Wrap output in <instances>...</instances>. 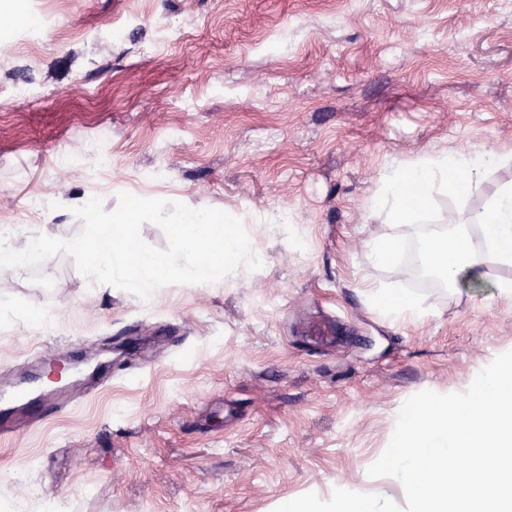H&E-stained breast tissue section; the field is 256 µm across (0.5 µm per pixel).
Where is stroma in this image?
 <instances>
[{"label":"stroma","mask_w":512,"mask_h":512,"mask_svg":"<svg viewBox=\"0 0 512 512\" xmlns=\"http://www.w3.org/2000/svg\"><path fill=\"white\" fill-rule=\"evenodd\" d=\"M13 17L12 248L74 237L72 207L96 196L110 211L127 192L240 219L263 266L145 301L62 254L0 276L1 389L66 350L115 373L73 378L60 413L0 437V512H275L340 486L403 503L394 478L367 473L401 406L463 392L512 351V302L491 283L446 293L408 248L370 265L388 226L366 201L388 158L512 149V0H19ZM508 181L512 166L468 199L435 193L430 222ZM35 195L54 207L30 218ZM373 282L403 284L429 318L389 324Z\"/></svg>","instance_id":"stroma-1"}]
</instances>
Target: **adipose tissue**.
Instances as JSON below:
<instances>
[{"label": "adipose tissue", "mask_w": 512, "mask_h": 512, "mask_svg": "<svg viewBox=\"0 0 512 512\" xmlns=\"http://www.w3.org/2000/svg\"><path fill=\"white\" fill-rule=\"evenodd\" d=\"M512 164V150H472L427 153L412 164L390 159L379 172V187L368 199L372 212L385 214L392 231L366 246L375 266L394 263L405 245L403 228L423 225L413 250L415 267L436 274L443 285L455 287L461 276L494 280L500 298L512 300V280L495 279V271L512 266V182L499 186L480 208L466 213L461 223L427 225L433 193L446 190L467 198L481 193L486 172ZM372 308L393 322L424 321L429 312L421 299L402 286L374 284L367 289Z\"/></svg>", "instance_id": "ef3b65f1"}]
</instances>
